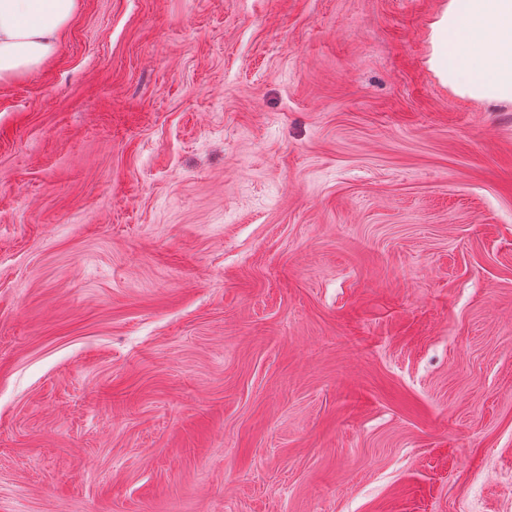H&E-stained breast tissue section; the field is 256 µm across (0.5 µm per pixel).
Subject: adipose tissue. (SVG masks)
Listing matches in <instances>:
<instances>
[{
  "instance_id": "1",
  "label": "adipose tissue",
  "mask_w": 512,
  "mask_h": 512,
  "mask_svg": "<svg viewBox=\"0 0 512 512\" xmlns=\"http://www.w3.org/2000/svg\"><path fill=\"white\" fill-rule=\"evenodd\" d=\"M77 0H0V80L40 69ZM430 66L458 95L512 102V0H448L431 26Z\"/></svg>"
}]
</instances>
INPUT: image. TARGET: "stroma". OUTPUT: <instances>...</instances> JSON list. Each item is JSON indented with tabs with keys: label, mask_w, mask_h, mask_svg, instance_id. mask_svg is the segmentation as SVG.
Here are the masks:
<instances>
[{
	"label": "stroma",
	"mask_w": 512,
	"mask_h": 512,
	"mask_svg": "<svg viewBox=\"0 0 512 512\" xmlns=\"http://www.w3.org/2000/svg\"><path fill=\"white\" fill-rule=\"evenodd\" d=\"M448 0H78L0 81V512H512V103ZM430 37V66L456 94L512 102V0H448Z\"/></svg>",
	"instance_id": "stroma-1"
}]
</instances>
